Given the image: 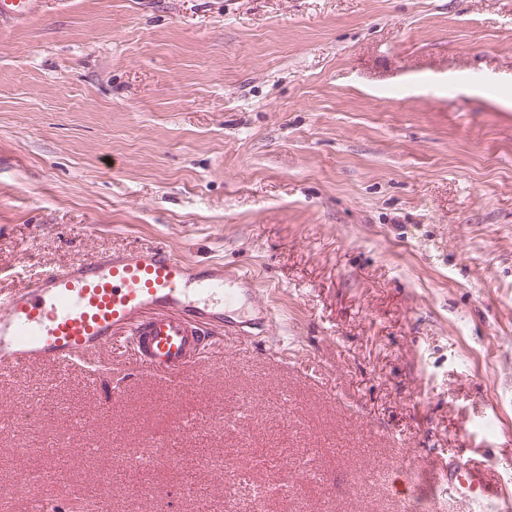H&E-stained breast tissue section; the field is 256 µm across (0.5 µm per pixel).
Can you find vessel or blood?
I'll return each mask as SVG.
<instances>
[{
    "label": "vessel or blood",
    "instance_id": "obj_1",
    "mask_svg": "<svg viewBox=\"0 0 512 512\" xmlns=\"http://www.w3.org/2000/svg\"><path fill=\"white\" fill-rule=\"evenodd\" d=\"M36 2L0 0V25L27 19ZM239 293L223 265L193 264L161 246L96 254L0 291V376L41 363L69 366L122 334L140 370L176 379L209 360L216 330L234 332ZM197 430V419L189 418L170 435H151L147 442L169 460L180 438ZM449 484L469 502L486 495L471 461L454 467Z\"/></svg>",
    "mask_w": 512,
    "mask_h": 512
}]
</instances>
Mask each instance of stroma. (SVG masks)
<instances>
[{"label":"stroma","mask_w":512,"mask_h":512,"mask_svg":"<svg viewBox=\"0 0 512 512\" xmlns=\"http://www.w3.org/2000/svg\"><path fill=\"white\" fill-rule=\"evenodd\" d=\"M144 245L272 321L175 391L111 348L17 371L0 512H496L450 460L512 490V0H39L0 34V289ZM190 415L173 466L104 475ZM449 485L456 495L468 502L484 499L487 492L478 466L472 461H462L454 467L450 474Z\"/></svg>","instance_id":"stroma-1"}]
</instances>
